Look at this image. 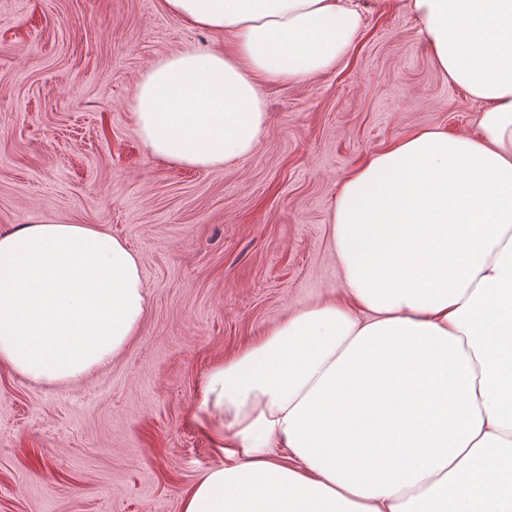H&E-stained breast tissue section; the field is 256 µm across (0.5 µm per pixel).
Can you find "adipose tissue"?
Instances as JSON below:
<instances>
[{
    "instance_id": "adipose-tissue-1",
    "label": "adipose tissue",
    "mask_w": 512,
    "mask_h": 512,
    "mask_svg": "<svg viewBox=\"0 0 512 512\" xmlns=\"http://www.w3.org/2000/svg\"><path fill=\"white\" fill-rule=\"evenodd\" d=\"M229 48L159 57L130 119L155 158L219 169L266 137L268 83L346 58L358 0H160ZM478 136L420 127L340 185L335 296L205 374L191 420L220 461L181 512H512V0H407ZM148 308L138 255L88 224L0 233V363L87 377Z\"/></svg>"
}]
</instances>
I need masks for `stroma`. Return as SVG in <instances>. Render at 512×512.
Returning a JSON list of instances; mask_svg holds the SVG:
<instances>
[{
  "label": "stroma",
  "mask_w": 512,
  "mask_h": 512,
  "mask_svg": "<svg viewBox=\"0 0 512 512\" xmlns=\"http://www.w3.org/2000/svg\"><path fill=\"white\" fill-rule=\"evenodd\" d=\"M351 56L269 84L255 153L196 170L152 157L129 119L157 58L210 49L159 0H0V232L88 224L136 251L137 336L83 381L0 364V512H180L218 463L189 421L201 380L294 310L335 294L339 183L422 126L476 133L482 105L431 57L402 0H360Z\"/></svg>",
  "instance_id": "1"
}]
</instances>
